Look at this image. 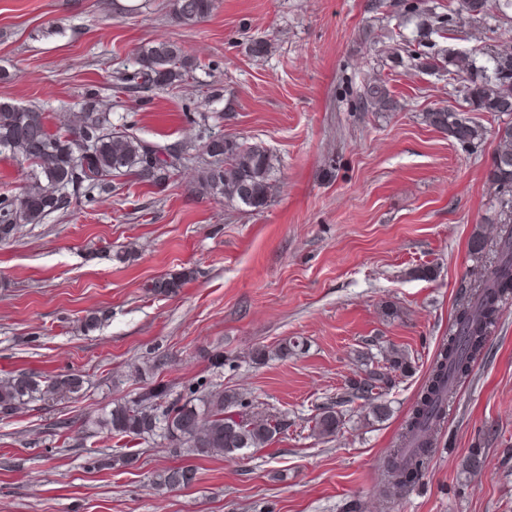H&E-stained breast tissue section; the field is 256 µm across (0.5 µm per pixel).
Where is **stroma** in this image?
Returning a JSON list of instances; mask_svg holds the SVG:
<instances>
[{
	"label": "stroma",
	"mask_w": 512,
	"mask_h": 512,
	"mask_svg": "<svg viewBox=\"0 0 512 512\" xmlns=\"http://www.w3.org/2000/svg\"><path fill=\"white\" fill-rule=\"evenodd\" d=\"M373 0H216L187 25L172 0H0V100L64 127L88 93L112 124L181 152L230 134L277 159L269 206L249 212L200 194L195 161L166 183L123 177L119 195L76 194L67 210L0 244V377L18 371L88 376L77 399L0 417V512H512V302L488 353L450 402L420 481L386 492L383 464L427 376L456 305L492 258L495 190L486 173L504 115L475 113V151L428 126L448 83L394 66L413 24ZM269 43L253 57V38ZM179 43L195 68L177 88L119 93L112 72L141 45ZM384 82L393 112H354L348 88ZM487 245L469 247L472 237ZM132 251L129 262L113 253ZM431 267L432 278L419 268ZM192 269L178 295L152 282ZM399 311L385 315L386 307ZM104 313L85 332L88 312ZM302 349L253 364L258 346ZM394 345L416 362L387 399L393 415L363 419L343 405L335 437L313 431L360 370L358 352ZM224 354L213 369L207 354ZM145 367L135 378V367ZM153 380L174 393L236 389L250 410L288 425L267 447L229 462L167 440H119L80 421ZM74 422L56 435L55 420ZM132 465L112 462L118 449ZM485 451L479 475L461 460ZM189 465V487L158 491L152 473Z\"/></svg>",
	"instance_id": "1"
}]
</instances>
